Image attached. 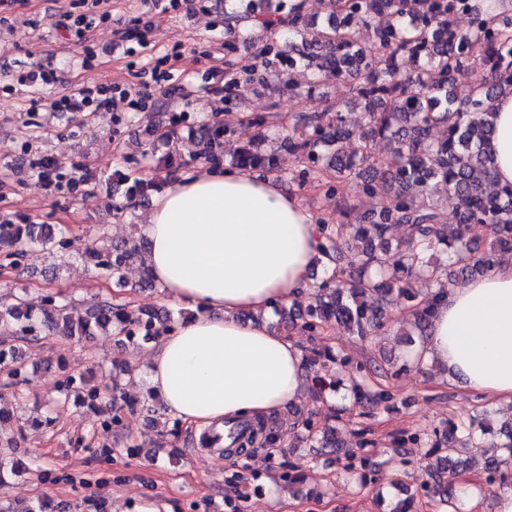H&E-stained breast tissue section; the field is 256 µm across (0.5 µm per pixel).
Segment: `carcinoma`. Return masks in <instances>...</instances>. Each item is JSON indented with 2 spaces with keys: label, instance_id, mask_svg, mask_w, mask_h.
Returning a JSON list of instances; mask_svg holds the SVG:
<instances>
[{
  "label": "carcinoma",
  "instance_id": "carcinoma-1",
  "mask_svg": "<svg viewBox=\"0 0 512 512\" xmlns=\"http://www.w3.org/2000/svg\"><path fill=\"white\" fill-rule=\"evenodd\" d=\"M239 9L224 13L227 43L247 46L251 30L268 33L281 28L287 38L266 39L247 61L233 57L224 70V101L241 99L243 92L267 90L302 93L287 79L290 71H314L317 81L344 79L352 83V98L360 105V121L350 125L347 104L328 105L320 111L292 117V131L280 133L276 147L259 151L262 133L246 145L232 139L229 123L202 125L198 129L199 155L215 166L251 169L261 176L278 172V156H297L299 183L325 179L329 195L349 192L374 201L371 208L349 222L350 211L323 225L321 259L325 276L309 293L310 302L296 315L280 307V323L298 318L304 335L315 337L334 322L365 341L383 326L388 313L406 305L412 311L417 335L427 333L437 293L410 288L411 279L424 278L445 290L457 279L479 275L512 254V189L488 193L493 184V159L488 149L494 133L493 103L512 96V14H492L486 0H328L327 21L307 15L298 0H238ZM468 17L460 28L457 16ZM410 58L415 67L401 68L399 59ZM485 72L481 81L473 72ZM443 130L434 138L435 129ZM389 145L380 156L373 142ZM156 187L151 179H136L126 187L125 203L114 206L121 214ZM442 192L452 205L457 224L444 222ZM471 224L485 227L482 240L469 238ZM398 225L406 236L397 245L387 238L389 226ZM0 245L9 255H23V247L40 248L63 262L67 241L55 236L49 224H0ZM141 245L114 243L104 247L94 241L79 254L90 272L126 287V268L142 261ZM174 325L167 310L137 313L126 305L97 300L82 313L51 295L36 309L23 296L0 307V369L19 384L28 381L21 344L46 336L79 341L108 336L116 344L150 342ZM330 349L311 350L307 365L315 368V394L336 391L329 363ZM353 396L372 408L387 406L392 392L384 385L357 383ZM64 397L98 406L109 400V390L86 385L84 374L70 375L61 385ZM495 411L482 406L465 421L448 420L441 430L414 434L403 448H444L435 468L448 474L467 467L461 457L475 449L483 458L482 471L489 486L512 473V424L492 427ZM340 421L319 424L311 417L301 422L306 438L324 451L342 445Z\"/></svg>",
  "mask_w": 512,
  "mask_h": 512
}]
</instances>
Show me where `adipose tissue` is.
<instances>
[{
    "label": "adipose tissue",
    "instance_id": "obj_1",
    "mask_svg": "<svg viewBox=\"0 0 512 512\" xmlns=\"http://www.w3.org/2000/svg\"><path fill=\"white\" fill-rule=\"evenodd\" d=\"M491 154L496 187L512 186V97L497 103ZM138 234L155 282L191 311L148 354L165 414L201 428L300 401L302 352L267 323L274 305L314 286L322 230L297 195L272 176L190 172L155 194ZM423 355L462 388L512 405V259L440 295Z\"/></svg>",
    "mask_w": 512,
    "mask_h": 512
}]
</instances>
